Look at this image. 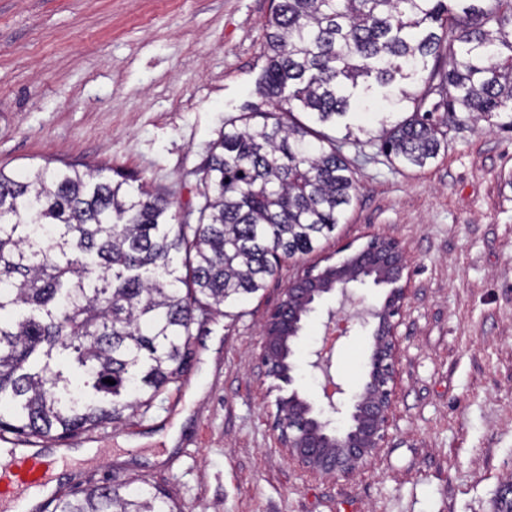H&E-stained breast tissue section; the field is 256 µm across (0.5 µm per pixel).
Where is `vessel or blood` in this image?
Instances as JSON below:
<instances>
[{"label":"vessel or blood","instance_id":"vessel-or-blood-1","mask_svg":"<svg viewBox=\"0 0 512 512\" xmlns=\"http://www.w3.org/2000/svg\"><path fill=\"white\" fill-rule=\"evenodd\" d=\"M7 459H0V512H25L35 497L54 495V483L65 471L66 454H48L11 440Z\"/></svg>","mask_w":512,"mask_h":512}]
</instances>
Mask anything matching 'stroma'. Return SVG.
I'll return each instance as SVG.
<instances>
[{"label": "stroma", "mask_w": 512, "mask_h": 512, "mask_svg": "<svg viewBox=\"0 0 512 512\" xmlns=\"http://www.w3.org/2000/svg\"><path fill=\"white\" fill-rule=\"evenodd\" d=\"M272 0H0V166L120 172L181 207L225 120L270 103L256 93ZM382 96L337 123L359 188L334 238L285 262L265 291L198 316L183 376L119 428L49 441L94 449L60 481L160 489L181 512H495L512 480V129L459 115L422 170L390 166L347 127L375 125ZM399 242L408 298L396 328L384 446L350 476L322 477L279 448L278 380L258 363L264 322L309 268L372 237ZM388 294L373 282L324 295L297 341V386H355ZM348 321L311 368L328 316Z\"/></svg>", "instance_id": "35a3bbf8"}]
</instances>
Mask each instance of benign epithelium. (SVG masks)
Segmentation results:
<instances>
[{
  "label": "benign epithelium",
  "mask_w": 512,
  "mask_h": 512,
  "mask_svg": "<svg viewBox=\"0 0 512 512\" xmlns=\"http://www.w3.org/2000/svg\"><path fill=\"white\" fill-rule=\"evenodd\" d=\"M354 258L360 263L368 260L370 266L379 270L390 287L391 296L374 313L378 328L365 364L363 383L355 390H348L344 384L334 382L324 387L323 397L317 401L319 412L327 411L344 419L349 428L336 432L332 438L327 431V421L313 427L303 425L307 416L304 406L298 403L300 396L293 390L280 398L279 413L273 425L277 440L289 457L315 475H351L363 468L383 447L393 404L395 328L407 299L406 288L401 285L402 251L392 239L374 238ZM331 269L336 271V287L342 292L350 283L360 281L359 268L351 264L328 266L318 273L310 271L286 288L284 299L267 318L260 364L266 376L288 387L293 384V377L281 373L277 348L283 335L292 329L287 315L301 306L313 309L310 299H320L316 285Z\"/></svg>",
  "instance_id": "1"
}]
</instances>
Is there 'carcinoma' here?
<instances>
[{
  "label": "carcinoma",
  "mask_w": 512,
  "mask_h": 512,
  "mask_svg": "<svg viewBox=\"0 0 512 512\" xmlns=\"http://www.w3.org/2000/svg\"><path fill=\"white\" fill-rule=\"evenodd\" d=\"M265 29L257 92L274 111L224 123L197 208L90 166L0 168V434L37 445L147 412L185 370L196 312L259 293L345 223L358 187L321 127L362 95L422 81L394 98L409 116L380 121L404 169L438 157L456 113L512 112V0H277ZM52 512L176 508L106 483Z\"/></svg>",
  "instance_id": "carcinoma-1"
}]
</instances>
